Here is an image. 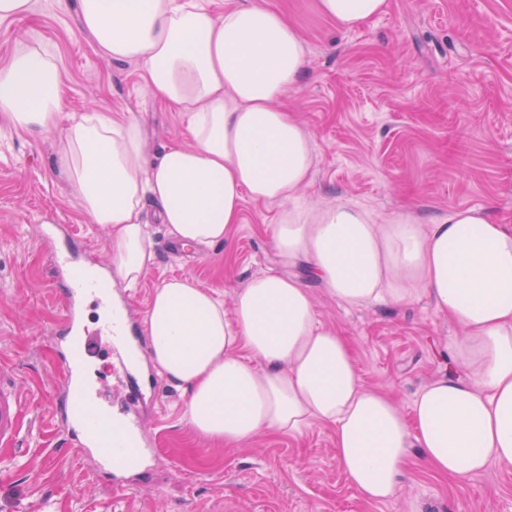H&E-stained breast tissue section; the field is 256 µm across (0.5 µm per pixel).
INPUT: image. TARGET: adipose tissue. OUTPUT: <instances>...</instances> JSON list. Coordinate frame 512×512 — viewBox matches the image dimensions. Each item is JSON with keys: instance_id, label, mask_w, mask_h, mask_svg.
I'll use <instances>...</instances> for the list:
<instances>
[{"instance_id": "obj_1", "label": "adipose tissue", "mask_w": 512, "mask_h": 512, "mask_svg": "<svg viewBox=\"0 0 512 512\" xmlns=\"http://www.w3.org/2000/svg\"><path fill=\"white\" fill-rule=\"evenodd\" d=\"M388 0H319L338 29L385 14ZM80 30L101 53L139 65L147 89L185 112L190 145L145 151L136 123L75 115L58 161L81 210L108 225L117 274L132 288L154 261L147 203L182 245L224 242L244 198L280 207L272 244L280 266L254 276L225 307L186 278L153 292L145 316L151 363L187 390L199 437L232 447L265 433L330 425L341 469L360 496L398 495L410 449L457 480L490 460L512 463V224L481 207L423 223L407 209L375 219L339 203L309 206L314 146L280 100L298 86L308 46L265 0H77ZM53 55L19 46L0 68V114L31 135L56 129ZM305 265L351 307L430 301L456 323L460 368L417 395L412 419L364 389L348 340L316 321L311 294L284 267Z\"/></svg>"}]
</instances>
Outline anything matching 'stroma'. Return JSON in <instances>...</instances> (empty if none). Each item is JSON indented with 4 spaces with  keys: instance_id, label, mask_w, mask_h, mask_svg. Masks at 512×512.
Masks as SVG:
<instances>
[{
    "instance_id": "1",
    "label": "stroma",
    "mask_w": 512,
    "mask_h": 512,
    "mask_svg": "<svg viewBox=\"0 0 512 512\" xmlns=\"http://www.w3.org/2000/svg\"><path fill=\"white\" fill-rule=\"evenodd\" d=\"M304 36L305 78L283 100L315 148L313 205L343 201L382 217L406 207L428 220L457 207H484L512 224V0H389L386 14L343 32L317 0H266ZM56 58L63 106L56 132H0V364L11 365L23 404L15 447H0V512H512V464L490 462L457 482L411 453L400 493L364 500L342 472L328 424L301 434H262L227 447L197 437L186 398L162 376L156 395L130 400L112 381V349L98 348L92 383L114 405L132 403L153 448L149 473L114 487L93 459L64 446L53 424L58 386L51 330L63 300L43 219L69 225L92 267L113 271L109 230L79 208L57 161L59 130L71 113L108 112L141 127L157 154L186 141L183 112L153 96L139 66L103 56L81 34L77 0H32L31 12L0 21V66L19 44ZM275 204L245 199L224 243L181 247L145 208L155 261L134 290L113 294L141 325L155 288L174 277L211 289L224 302L253 276L278 267L270 240ZM318 324L351 344L365 388L391 395L411 414L416 395L451 367L457 325L427 299L350 307L304 276Z\"/></svg>"
}]
</instances>
